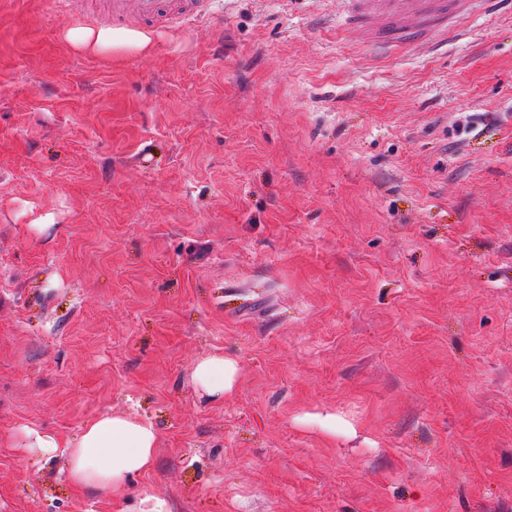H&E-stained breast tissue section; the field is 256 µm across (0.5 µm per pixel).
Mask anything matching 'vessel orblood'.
<instances>
[{
	"mask_svg": "<svg viewBox=\"0 0 512 512\" xmlns=\"http://www.w3.org/2000/svg\"><path fill=\"white\" fill-rule=\"evenodd\" d=\"M443 0H355V15L368 20L371 13L382 12L396 20L435 21ZM211 15V0H112V16L136 19L165 27H177Z\"/></svg>",
	"mask_w": 512,
	"mask_h": 512,
	"instance_id": "b4317fda",
	"label": "vessel or blood"
}]
</instances>
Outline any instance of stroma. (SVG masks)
Segmentation results:
<instances>
[{
	"mask_svg": "<svg viewBox=\"0 0 512 512\" xmlns=\"http://www.w3.org/2000/svg\"><path fill=\"white\" fill-rule=\"evenodd\" d=\"M353 9L213 0L115 61L87 0H0V512H512V8L386 56ZM129 413L115 493L27 446ZM72 46L84 53L121 59L127 55H146L152 48V36L143 30L109 27H83L67 34ZM236 372L234 361L215 355L196 366L195 380L209 397L223 399L224 393L233 388Z\"/></svg>",
	"mask_w": 512,
	"mask_h": 512,
	"instance_id": "1",
	"label": "stroma"
}]
</instances>
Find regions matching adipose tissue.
<instances>
[{
  "label": "adipose tissue",
  "mask_w": 512,
  "mask_h": 512,
  "mask_svg": "<svg viewBox=\"0 0 512 512\" xmlns=\"http://www.w3.org/2000/svg\"><path fill=\"white\" fill-rule=\"evenodd\" d=\"M68 41L84 53L120 59L145 55L152 36L143 30L83 27L68 32ZM234 361L215 355L195 368L198 386L211 398H223L235 383ZM156 430L134 415H107L92 421L79 438L69 443L68 480L77 491H116L132 476L154 464Z\"/></svg>",
  "instance_id": "obj_1"
}]
</instances>
